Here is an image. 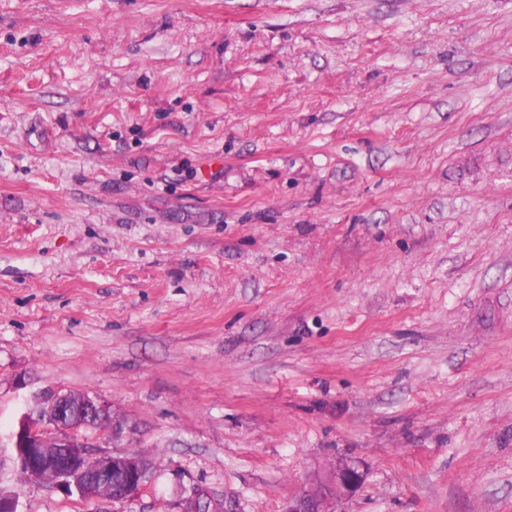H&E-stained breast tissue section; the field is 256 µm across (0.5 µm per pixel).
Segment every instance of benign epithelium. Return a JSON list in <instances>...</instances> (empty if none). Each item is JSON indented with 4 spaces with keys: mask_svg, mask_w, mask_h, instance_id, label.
<instances>
[{
    "mask_svg": "<svg viewBox=\"0 0 512 512\" xmlns=\"http://www.w3.org/2000/svg\"><path fill=\"white\" fill-rule=\"evenodd\" d=\"M94 424L112 425V404L86 392H54L36 416L19 421L12 435L17 466L29 481L48 483L87 502L123 504L141 490L151 468L142 453L109 454L75 435ZM367 472L362 461L344 458L314 488L306 489L286 512H339L333 508L355 493Z\"/></svg>",
    "mask_w": 512,
    "mask_h": 512,
    "instance_id": "1",
    "label": "benign epithelium"
}]
</instances>
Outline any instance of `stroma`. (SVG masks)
<instances>
[{
	"mask_svg": "<svg viewBox=\"0 0 512 512\" xmlns=\"http://www.w3.org/2000/svg\"><path fill=\"white\" fill-rule=\"evenodd\" d=\"M112 404L137 498L21 478ZM512 512V0H0V490L18 512ZM94 424L112 426V404L86 392H54L36 417L19 421L12 435L17 466L29 481L48 483L87 502L123 504L141 490L151 468L142 453L96 452L97 445L75 435ZM367 472L361 460L344 458L315 488L306 489L288 505L286 512H339L331 507L353 495L365 481Z\"/></svg>",
	"mask_w": 512,
	"mask_h": 512,
	"instance_id": "1",
	"label": "stroma"
}]
</instances>
